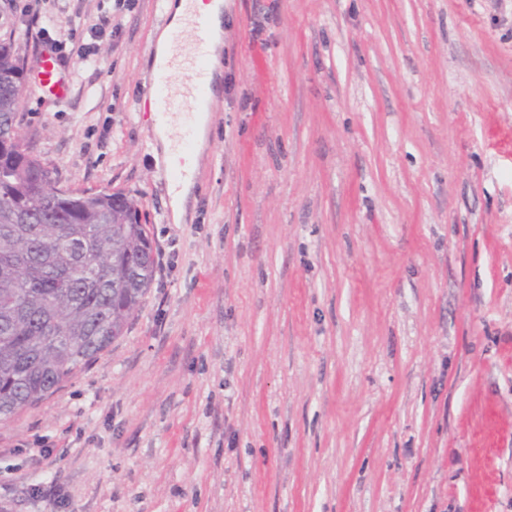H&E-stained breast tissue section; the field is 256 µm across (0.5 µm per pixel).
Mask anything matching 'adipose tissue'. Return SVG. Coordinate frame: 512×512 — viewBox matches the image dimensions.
Instances as JSON below:
<instances>
[{
    "mask_svg": "<svg viewBox=\"0 0 512 512\" xmlns=\"http://www.w3.org/2000/svg\"><path fill=\"white\" fill-rule=\"evenodd\" d=\"M167 9L170 21L167 28L156 39V66H163L172 59L174 54L172 33L183 29L187 14L192 11L202 16L207 23L206 35L213 49L210 68L213 73H220L222 63L218 49L224 33V0H168Z\"/></svg>",
    "mask_w": 512,
    "mask_h": 512,
    "instance_id": "obj_1",
    "label": "adipose tissue"
}]
</instances>
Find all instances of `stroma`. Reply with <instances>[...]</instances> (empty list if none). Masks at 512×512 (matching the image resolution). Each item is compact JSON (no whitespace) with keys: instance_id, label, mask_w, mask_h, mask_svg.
I'll return each mask as SVG.
<instances>
[{"instance_id":"1","label":"stroma","mask_w":512,"mask_h":512,"mask_svg":"<svg viewBox=\"0 0 512 512\" xmlns=\"http://www.w3.org/2000/svg\"><path fill=\"white\" fill-rule=\"evenodd\" d=\"M91 43L20 135L133 199L165 268L0 424V512H512V0H224L182 223L148 85L163 0H47ZM112 17L93 38L90 18Z\"/></svg>"}]
</instances>
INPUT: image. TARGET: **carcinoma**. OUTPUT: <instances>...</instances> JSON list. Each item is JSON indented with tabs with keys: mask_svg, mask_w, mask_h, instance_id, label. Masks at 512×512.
<instances>
[{
	"mask_svg": "<svg viewBox=\"0 0 512 512\" xmlns=\"http://www.w3.org/2000/svg\"><path fill=\"white\" fill-rule=\"evenodd\" d=\"M12 32L0 34V133L25 83ZM58 173L38 157L0 162V423L39 406L124 335L152 282L154 256L135 201L85 192L51 203Z\"/></svg>",
	"mask_w": 512,
	"mask_h": 512,
	"instance_id": "cac0c4a2",
	"label": "carcinoma"
}]
</instances>
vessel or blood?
<instances>
[{"instance_id":"obj_1","label":"vessel or blood","mask_w":512,"mask_h":512,"mask_svg":"<svg viewBox=\"0 0 512 512\" xmlns=\"http://www.w3.org/2000/svg\"><path fill=\"white\" fill-rule=\"evenodd\" d=\"M188 31L195 37V48L188 60L186 70L188 79L181 88H173L166 72H157L151 83L153 99L157 111L165 113L186 108L188 121L178 141L179 151H189L193 145L194 117L201 104L205 103L209 90L210 46L202 33L206 22L199 15H191L187 21ZM38 89L57 100L65 99L69 94V84L63 74L60 62L54 53L42 55L35 73Z\"/></svg>"}]
</instances>
